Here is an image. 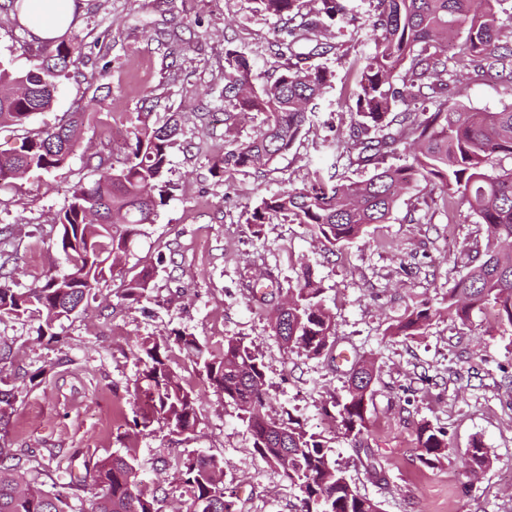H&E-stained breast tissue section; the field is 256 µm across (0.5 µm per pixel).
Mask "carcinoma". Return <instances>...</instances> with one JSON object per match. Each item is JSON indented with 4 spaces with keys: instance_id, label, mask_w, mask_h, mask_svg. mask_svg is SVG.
Here are the masks:
<instances>
[{
    "instance_id": "carcinoma-1",
    "label": "carcinoma",
    "mask_w": 512,
    "mask_h": 512,
    "mask_svg": "<svg viewBox=\"0 0 512 512\" xmlns=\"http://www.w3.org/2000/svg\"><path fill=\"white\" fill-rule=\"evenodd\" d=\"M506 0H376L371 21L374 52L356 75L354 117L349 126L354 153L336 152L324 183L313 172L309 184L284 188L252 209L249 224H265L283 215L303 224L325 243L340 248L359 238L372 224H384L400 195L419 181L435 185L442 204L453 212L462 206L486 227L482 259L448 291V313L465 321L476 309L492 306L499 326H512V168L498 169L493 159H512V103L497 112L472 111L451 95L463 90L456 67L469 70V80L495 75L512 84V42L503 39L501 5ZM264 15L288 17V26L271 43L282 60L278 75L253 72L247 58L228 50L224 56V131L243 120L262 116V125L246 140H224L215 171L260 169L288 151L310 122L312 101L331 85L333 74L311 59L328 52L319 36L325 20L347 11L346 0H252ZM464 35L454 68H449L448 34ZM81 63L77 37L43 43L29 69L13 71L0 64V88L27 83L31 94L0 97V128L24 127L32 115L52 108L54 96L69 71ZM83 113L71 112L57 124L24 134L0 150V183L16 168L50 172L66 165L80 144ZM182 128L175 119L129 129L118 165L85 185L69 188L68 204L59 216L55 245L63 271H47L28 287L0 286V314L36 316L39 334L52 339L55 323L67 318L94 296L108 271L126 256L129 239L151 224L163 204V180L169 151ZM407 146L411 160L384 164V158ZM373 166L364 180H350L339 167ZM151 273L143 270L124 282L123 296L147 297ZM321 283L301 266L288 302L270 316L271 328L290 353L321 356L332 352L336 325L320 300ZM437 314L428 303L414 306L390 325L395 336L424 333ZM201 365L203 384L224 393L254 437V448L279 467L299 492L297 512H381L336 466L323 442L292 415L269 411L262 361L244 341L203 345L181 332L174 337L144 338L137 343L144 369L136 391L149 411L130 429L159 416L174 432L189 433L197 423V396L171 366L170 343ZM373 364L357 361L350 370L348 397L335 401L336 420L344 434L358 438L366 429ZM421 460L431 466L445 455V433L427 423L417 426ZM34 451L18 453L0 447V512H73L68 497L45 491L22 492L24 471ZM466 464L476 475L490 464L485 444L475 440ZM175 473L188 493L186 512H235L224 492V461L189 453L177 460ZM94 487L91 512H161L158 489L149 492L139 479L135 455L112 454L95 462L89 473Z\"/></svg>"
}]
</instances>
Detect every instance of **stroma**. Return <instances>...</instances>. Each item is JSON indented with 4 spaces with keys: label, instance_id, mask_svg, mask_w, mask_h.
Here are the masks:
<instances>
[{
    "label": "stroma",
    "instance_id": "35a3bbf8",
    "mask_svg": "<svg viewBox=\"0 0 512 512\" xmlns=\"http://www.w3.org/2000/svg\"><path fill=\"white\" fill-rule=\"evenodd\" d=\"M6 2L0 60L23 70L40 42ZM348 7L328 24L331 51L314 59L334 75L314 123L268 167L220 177L212 172L216 153L198 145L224 141V52H242L256 72L276 76L280 61L270 45L281 21L255 12L251 0H74L66 33L77 36L83 63L25 130L36 133L77 110L84 114L80 146L62 168L34 170L0 188V227L10 230L12 255L0 273L23 288L57 260L55 224L66 189L99 176L86 163L90 154L119 155L124 131L143 122L173 116L183 133L164 175L168 199L94 297L56 323L59 342L39 335L37 319L0 316V344L9 348L0 378L12 391L0 445L34 449L27 476L44 489L68 491L99 458L132 450L145 484L165 491L162 512H172L186 494L168 463L195 453L226 461L224 486L238 512H294L297 489L258 455L236 409L203 387L198 365L182 352L174 354L176 368L200 393L194 431L180 435L157 419L132 437L125 421L142 409L134 394L136 344L183 332L204 344L234 336L256 346L274 410L291 412L319 435L381 512H512V328H492L487 308L464 322L446 311L449 289L485 248L478 218L464 206L448 215L438 190L421 181L398 198L387 223L337 252L281 216L258 227L246 222L262 197L303 186L315 169L330 166L337 137L348 132L353 66L373 51V4L348 0ZM462 102L495 112L512 103V86L495 77L470 81ZM202 112L211 113L209 124L199 121ZM304 263L322 284L341 347L374 367L357 446L332 419L334 400L347 393L349 363L288 352L270 327L275 297L256 302L249 288L263 272L291 288ZM146 268L147 298L124 299V279ZM423 301L437 310L425 333L391 335L390 325ZM424 421L446 431L449 444L431 467L416 443ZM476 440L489 448L491 463L474 475L464 457Z\"/></svg>",
    "mask_w": 512,
    "mask_h": 512
}]
</instances>
